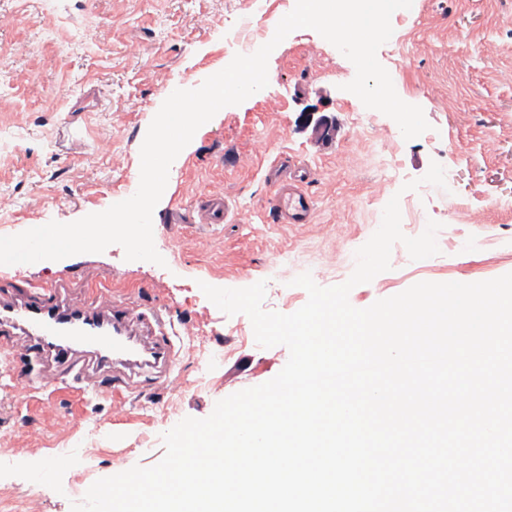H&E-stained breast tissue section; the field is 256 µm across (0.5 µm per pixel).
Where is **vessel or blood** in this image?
<instances>
[{
	"label": "vessel or blood",
	"mask_w": 512,
	"mask_h": 512,
	"mask_svg": "<svg viewBox=\"0 0 512 512\" xmlns=\"http://www.w3.org/2000/svg\"><path fill=\"white\" fill-rule=\"evenodd\" d=\"M270 204L277 220L292 224L308 223L313 211L307 193L292 185L277 188ZM196 212L203 223H223V193L207 194ZM14 289V298L0 301V354L55 362L44 376L26 379L27 387L56 392L93 386L109 395L112 414L119 417L125 405L123 382L111 374V366L150 368L158 382L168 380L179 352L170 339L165 311L126 306L104 283L75 301L61 300L55 284L20 279Z\"/></svg>",
	"instance_id": "b4317fda"
}]
</instances>
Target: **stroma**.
<instances>
[{"mask_svg":"<svg viewBox=\"0 0 512 512\" xmlns=\"http://www.w3.org/2000/svg\"><path fill=\"white\" fill-rule=\"evenodd\" d=\"M296 0H0L21 17L0 29V236L50 221L68 223L122 201L140 181V148L164 100L193 89L240 53L231 23L260 43ZM391 18L377 52L398 96L420 106L430 125L404 139L394 120L344 91L356 73L316 31L290 33L268 60L267 87L221 109L173 161L153 217L164 265L129 261L122 246L58 261L0 265V296L12 281L64 282L69 298L100 282L122 303L154 304L201 331L197 352L175 370L182 389L136 377L126 417L114 421L105 396L18 392V374L36 363L0 356V437L9 445L0 487L18 500L38 492V512H71L69 487L164 454L161 439L184 418L208 417L217 401L265 383L289 351L257 345L250 319L227 315L201 284L243 288L266 281L263 307L290 314L308 295L293 286L308 272L323 287L345 282L355 251L399 196L401 228L415 237L441 223L439 254L414 261L392 248L389 271L354 287L359 309L423 282L473 283L512 273V0H414ZM328 127L304 123L302 113ZM445 188L424 183L431 162ZM280 170L312 199L309 223L283 224L270 212V175ZM417 189H407L409 181ZM229 215L221 224H176L212 188ZM73 462L39 480L50 457Z\"/></svg>","mask_w":512,"mask_h":512,"instance_id":"stroma-1","label":"stroma"}]
</instances>
